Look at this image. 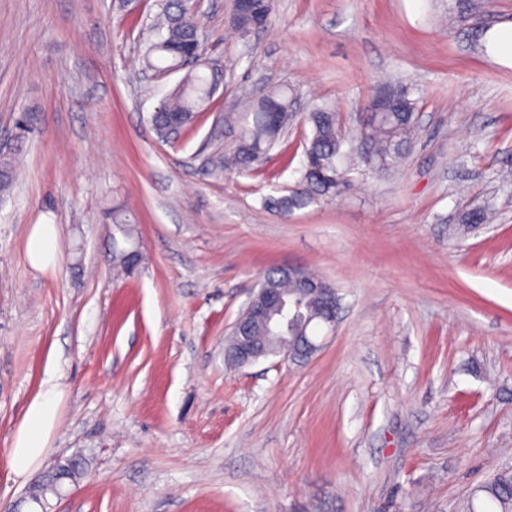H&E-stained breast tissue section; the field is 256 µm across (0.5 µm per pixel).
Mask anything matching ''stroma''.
<instances>
[{
    "mask_svg": "<svg viewBox=\"0 0 512 512\" xmlns=\"http://www.w3.org/2000/svg\"><path fill=\"white\" fill-rule=\"evenodd\" d=\"M191 3L224 84L164 142L150 117L180 77L143 78L157 0H0V154L21 169L0 199V512L71 455L84 473L47 512H460L512 466V68L457 0H275L245 37L231 0ZM388 79L419 102L404 162L265 207L298 182L310 106L354 130ZM269 88L293 96L287 137L250 173L203 167L231 144L216 116ZM110 204L142 252L118 281ZM483 206L495 221L459 232ZM47 223L60 263L39 272ZM288 266L336 287L335 330L306 360L229 366L226 333ZM51 377L55 429L22 480L8 453ZM26 255L30 266L35 270L55 268L59 260L57 225H32L27 239Z\"/></svg>",
    "mask_w": 512,
    "mask_h": 512,
    "instance_id": "stroma-1",
    "label": "stroma"
}]
</instances>
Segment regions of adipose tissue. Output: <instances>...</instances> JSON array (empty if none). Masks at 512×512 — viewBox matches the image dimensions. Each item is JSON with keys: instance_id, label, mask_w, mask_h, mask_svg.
<instances>
[{"instance_id": "obj_1", "label": "adipose tissue", "mask_w": 512, "mask_h": 512, "mask_svg": "<svg viewBox=\"0 0 512 512\" xmlns=\"http://www.w3.org/2000/svg\"><path fill=\"white\" fill-rule=\"evenodd\" d=\"M26 255L30 266L36 270L56 267L59 260L57 226L32 225ZM61 396V391L51 384L29 402L9 452V466L15 476H26L43 454L55 428Z\"/></svg>"}]
</instances>
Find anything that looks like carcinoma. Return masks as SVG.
<instances>
[{"label":"carcinoma","instance_id":"obj_1","mask_svg":"<svg viewBox=\"0 0 512 512\" xmlns=\"http://www.w3.org/2000/svg\"><path fill=\"white\" fill-rule=\"evenodd\" d=\"M160 25L166 33L150 42L143 55L145 70L166 72L181 65L178 49L193 50L200 40V22L187 0H161ZM224 82V67L211 63L189 69L168 97L151 116L158 138L173 139L191 127L198 114L205 111L213 95ZM293 111L288 91L271 89L249 101L240 112H226L213 134L220 139L224 130L233 134L229 152L215 154L207 164L214 172L248 173L254 164L269 155L283 139V129L274 122L273 111ZM311 135L305 142L304 161L298 187L290 194L268 198V203L283 212L304 209L318 201L342 195L349 187L348 174L359 162L374 174L391 171L410 146L417 123V101L411 92L400 89L394 99L375 93L359 115V132L349 137L343 131L341 112L334 105L311 106L306 116ZM17 177L15 160L0 158V192L9 191ZM112 224V265L130 276L135 267L129 262L138 248L136 225L120 206L108 211ZM275 287L288 294L301 309L303 321L288 329V335L300 334L303 322L318 326L329 313L320 290L312 284L322 281L304 269L289 276L277 269L267 273ZM462 512H512V470L499 471L492 479L479 484L468 496Z\"/></svg>","mask_w":512,"mask_h":512}]
</instances>
